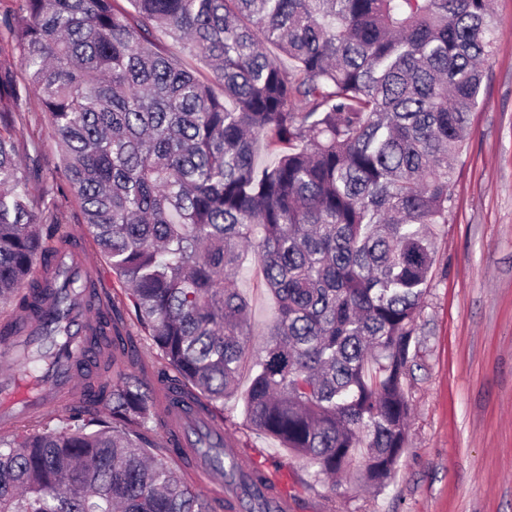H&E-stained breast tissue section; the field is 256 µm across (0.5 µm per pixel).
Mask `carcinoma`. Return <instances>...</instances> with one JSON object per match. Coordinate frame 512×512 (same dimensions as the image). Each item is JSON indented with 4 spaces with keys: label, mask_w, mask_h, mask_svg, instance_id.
<instances>
[{
    "label": "carcinoma",
    "mask_w": 512,
    "mask_h": 512,
    "mask_svg": "<svg viewBox=\"0 0 512 512\" xmlns=\"http://www.w3.org/2000/svg\"><path fill=\"white\" fill-rule=\"evenodd\" d=\"M4 24L23 76L0 70V303L40 316L36 262L74 238L39 223L50 206L14 110L35 99L82 223L174 370L167 389L210 414L237 395L250 252L276 301L250 425L315 483L357 468L385 487L437 229L484 101L491 0H19ZM269 133L288 149L262 166ZM97 345L84 405L0 436V512H214L168 449L148 451L140 338L114 326ZM54 364L33 357L35 381Z\"/></svg>",
    "instance_id": "carcinoma-1"
}]
</instances>
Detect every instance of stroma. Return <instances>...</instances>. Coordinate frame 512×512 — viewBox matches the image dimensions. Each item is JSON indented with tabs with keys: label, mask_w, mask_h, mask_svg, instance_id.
I'll use <instances>...</instances> for the list:
<instances>
[{
	"label": "stroma",
	"mask_w": 512,
	"mask_h": 512,
	"mask_svg": "<svg viewBox=\"0 0 512 512\" xmlns=\"http://www.w3.org/2000/svg\"><path fill=\"white\" fill-rule=\"evenodd\" d=\"M493 8L499 33L421 304L406 388L408 442L394 479L381 491L353 472L333 487L310 484L302 459L246 425L240 397L224 402L225 431L245 455L287 473L296 512H512V0H493ZM19 111L21 137L39 143L33 191L52 199L59 222L85 233L46 114L34 100ZM91 257L144 359L156 360L116 276L99 252ZM236 286L261 335L274 300L253 261Z\"/></svg>",
	"instance_id": "1"
}]
</instances>
